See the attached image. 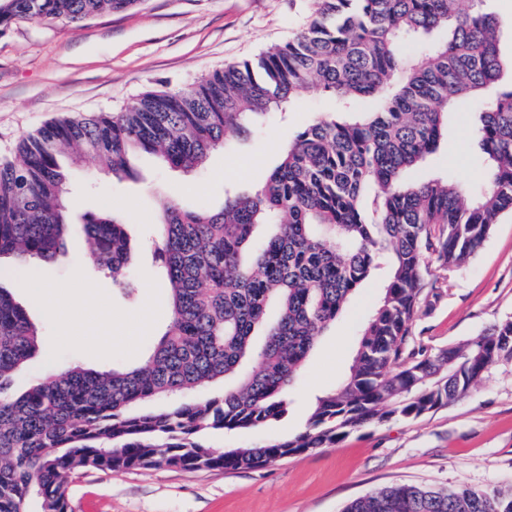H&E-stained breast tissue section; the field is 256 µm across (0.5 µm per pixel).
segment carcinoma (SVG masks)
<instances>
[{
	"mask_svg": "<svg viewBox=\"0 0 512 512\" xmlns=\"http://www.w3.org/2000/svg\"><path fill=\"white\" fill-rule=\"evenodd\" d=\"M136 0H0L16 18L83 20ZM295 40L211 71L189 88L145 94L120 113L54 122L0 158V260L55 261L74 223L70 176L92 156L122 180L146 153L189 175L271 111L313 87L332 109L284 146L251 193L215 209L166 204L156 258L170 286L166 329L133 367H74L20 394L14 377L40 353V333L0 285V512H68V479L85 469L239 470L330 448L353 432L413 422L466 396L512 361V317L434 351L412 336L447 273L478 253L512 214V56L497 0H316ZM437 28L446 42L418 52ZM478 104L471 138L484 178L413 173L448 135L459 102ZM261 224L274 226L264 239ZM87 261L131 284L121 218L86 213ZM387 285L361 326L339 384L318 396L299 432L221 452L205 438L283 417L315 345L373 270ZM277 317L268 319L270 306ZM224 382L220 395L208 393ZM343 512H512V491L392 485Z\"/></svg>",
	"mask_w": 512,
	"mask_h": 512,
	"instance_id": "obj_1",
	"label": "carcinoma"
}]
</instances>
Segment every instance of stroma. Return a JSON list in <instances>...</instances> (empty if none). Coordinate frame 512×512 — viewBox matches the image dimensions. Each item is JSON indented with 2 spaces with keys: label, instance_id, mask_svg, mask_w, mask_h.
<instances>
[{
  "label": "stroma",
  "instance_id": "obj_1",
  "mask_svg": "<svg viewBox=\"0 0 512 512\" xmlns=\"http://www.w3.org/2000/svg\"><path fill=\"white\" fill-rule=\"evenodd\" d=\"M314 0H137L123 10L65 22L15 20L0 29V156L47 122L99 112H120L149 91L176 90L224 65L256 58L303 30ZM328 101L310 90L287 118L271 115L251 134L232 138L206 167L187 176L142 154L135 175L121 181L89 160L72 174L77 213L122 211L134 245L133 291L84 261L86 244L70 234L57 259L13 272L6 285L42 334V349L15 379V393L36 379L79 365L102 369L140 364L158 343L168 318L167 280L154 260L153 241L162 197L182 206L216 208L225 191H254L278 165L279 148ZM474 106L452 113L448 140L417 178L452 175L477 186L482 167L470 127ZM52 285L64 293L88 291L96 306L80 322L61 318L28 295L29 287ZM386 284L382 273L364 282L322 336L291 392L288 414L255 431L214 434V451L273 440L300 431L310 403L342 378L359 330ZM139 314L134 338L114 337L111 348L95 340L103 312ZM512 317V216L496 224L484 249L453 273L444 295L415 318V339L438 348L476 337ZM396 484L512 486V362L497 366L461 400L417 421L392 422L353 433L333 448L247 470L110 472L89 470L69 487L71 512H341L367 492Z\"/></svg>",
  "mask_w": 512,
  "mask_h": 512
}]
</instances>
